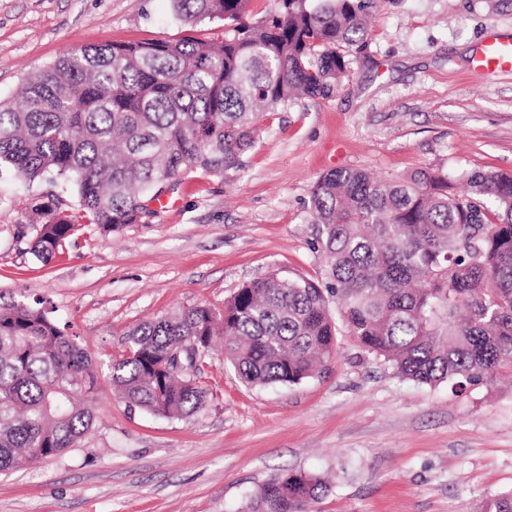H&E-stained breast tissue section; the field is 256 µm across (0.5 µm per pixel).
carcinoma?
<instances>
[{"instance_id": "obj_1", "label": "carcinoma", "mask_w": 512, "mask_h": 512, "mask_svg": "<svg viewBox=\"0 0 512 512\" xmlns=\"http://www.w3.org/2000/svg\"><path fill=\"white\" fill-rule=\"evenodd\" d=\"M178 39L74 49L0 103V167L29 182L61 179L75 199L33 198L32 254L50 261L80 224L111 234L141 223L162 185L241 165L261 115L328 98L365 47L376 0H276L250 21L249 0H170ZM220 22L224 38L195 36ZM327 281L272 273L242 285L224 312L197 305L141 323L108 356L129 405L186 419L214 394L203 368L216 340L251 385H294L337 352L336 299L349 335L419 384L464 389L512 368V173L441 169L375 178L330 170L310 196ZM197 348L184 372L169 355ZM96 362L42 302L0 304V472L54 457L93 425ZM328 492L315 473L277 475L243 512H308ZM475 512H512V491Z\"/></svg>"}]
</instances>
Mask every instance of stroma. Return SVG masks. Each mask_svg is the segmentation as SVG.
<instances>
[{
	"label": "stroma",
	"instance_id": "obj_1",
	"mask_svg": "<svg viewBox=\"0 0 512 512\" xmlns=\"http://www.w3.org/2000/svg\"><path fill=\"white\" fill-rule=\"evenodd\" d=\"M490 25L512 37V0H382L332 98L264 116L241 168L192 173L176 207L116 234L76 231L46 263L30 251L29 202L74 199L60 182L0 171V296L46 301L98 356L155 316L223 312L273 272L324 282L308 206L327 171L512 172V72L486 80L470 65ZM181 33L169 0H0V101L71 50ZM204 378L215 400L178 420L128 406L99 377L90 434L0 474V512H241L297 471L329 482L314 512H474L512 489L510 374L460 393L421 385L344 331L328 369L300 384L248 385L219 352Z\"/></svg>",
	"mask_w": 512,
	"mask_h": 512
}]
</instances>
